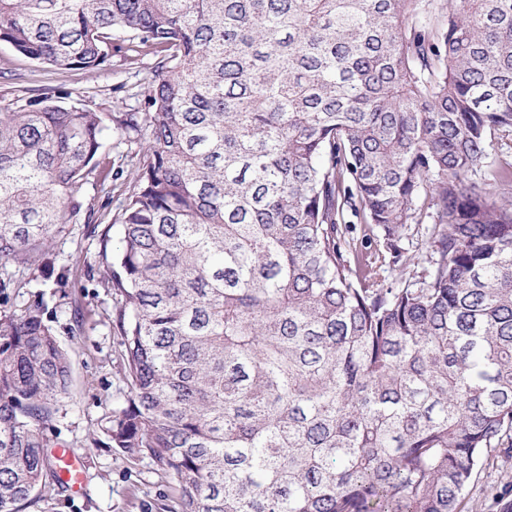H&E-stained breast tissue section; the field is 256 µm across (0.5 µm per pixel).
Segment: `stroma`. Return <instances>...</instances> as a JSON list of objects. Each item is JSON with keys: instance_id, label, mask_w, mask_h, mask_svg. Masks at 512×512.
I'll return each mask as SVG.
<instances>
[{"instance_id": "stroma-1", "label": "stroma", "mask_w": 512, "mask_h": 512, "mask_svg": "<svg viewBox=\"0 0 512 512\" xmlns=\"http://www.w3.org/2000/svg\"><path fill=\"white\" fill-rule=\"evenodd\" d=\"M156 57L115 56L100 71H51L0 43V101L26 99L54 87L90 98L94 109L118 116L140 106ZM100 235L90 224L59 225L45 264H19L0 274L8 286L0 293V315L36 298L46 304L45 320L66 349L71 365L68 394L45 434L53 445L73 448L88 460L82 494L48 486L35 490L36 502L23 512H156L158 504L176 508L173 483L149 459L112 448L104 428L125 405L122 337L113 322L119 296L102 280ZM512 502V466L485 460L465 494L464 512H500Z\"/></svg>"}]
</instances>
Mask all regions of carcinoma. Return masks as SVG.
Here are the masks:
<instances>
[{"label":"carcinoma","instance_id":"cac0c4a2","mask_svg":"<svg viewBox=\"0 0 512 512\" xmlns=\"http://www.w3.org/2000/svg\"><path fill=\"white\" fill-rule=\"evenodd\" d=\"M51 70L158 56L140 112L46 88L0 106V268L77 218L112 130L145 141L102 234L121 297L112 447L178 512H463L512 465V0H0ZM391 259L350 253L347 212ZM432 218L419 279L405 225ZM71 369L42 303L0 317V512L54 471Z\"/></svg>","mask_w":512,"mask_h":512}]
</instances>
